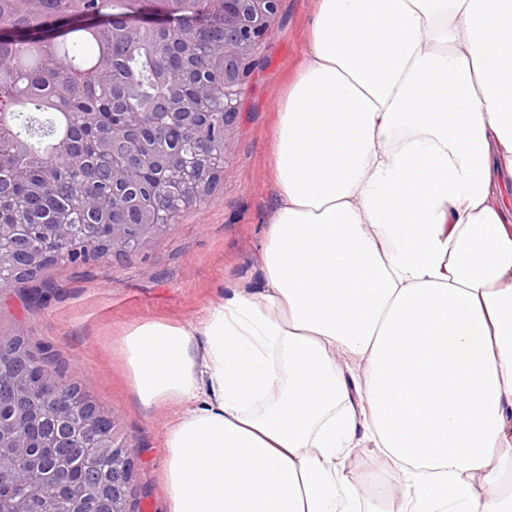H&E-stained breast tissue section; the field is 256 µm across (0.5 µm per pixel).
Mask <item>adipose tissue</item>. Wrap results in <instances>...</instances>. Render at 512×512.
<instances>
[{
	"instance_id": "adipose-tissue-1",
	"label": "adipose tissue",
	"mask_w": 512,
	"mask_h": 512,
	"mask_svg": "<svg viewBox=\"0 0 512 512\" xmlns=\"http://www.w3.org/2000/svg\"><path fill=\"white\" fill-rule=\"evenodd\" d=\"M271 139L262 287L122 341L168 512H512V0H316ZM345 474L368 497L376 482L383 476L380 465L371 457L367 448H357L345 464Z\"/></svg>"
}]
</instances>
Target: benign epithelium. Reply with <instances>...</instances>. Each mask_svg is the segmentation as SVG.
Returning <instances> with one entry per match:
<instances>
[{"mask_svg": "<svg viewBox=\"0 0 512 512\" xmlns=\"http://www.w3.org/2000/svg\"><path fill=\"white\" fill-rule=\"evenodd\" d=\"M160 5L165 23L142 24L146 2ZM12 14L22 17L44 0H0ZM280 0H124L122 11L112 14V39L138 42L149 32L174 53L190 58L208 49L219 63L224 84L202 76L183 85L164 79L169 94L154 112H122L112 122V142L99 139L103 153L112 152V221H99L97 238H78L67 218L56 215L44 225L50 247L26 251L28 272L73 253H94L102 260L111 255L135 253L153 235L162 232L174 211L167 188L183 177L179 156L184 133L197 159L196 173L184 205L201 200L211 178V157L217 147L230 150L227 127L238 108L235 94L242 88L260 40L267 34ZM123 69L102 60L100 78L112 80V93L125 88ZM224 97V111L215 103ZM99 112H84L79 127L97 132ZM39 175L40 185L58 181L63 169L78 170L86 158L69 139L61 142ZM106 416L90 388L64 381L52 364L34 355L20 336H0V464L14 457L27 459L28 467L16 473L8 496L23 494L39 485L52 500V512H135L132 507L134 448L109 430ZM64 432L65 447L81 453L89 471L86 483L64 493L71 471V454L53 456L45 465L40 448H53Z\"/></svg>", "mask_w": 512, "mask_h": 512, "instance_id": "obj_1", "label": "benign epithelium"}]
</instances>
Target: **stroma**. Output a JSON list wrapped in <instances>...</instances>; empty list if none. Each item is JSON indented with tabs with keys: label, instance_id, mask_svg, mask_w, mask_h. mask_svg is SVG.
<instances>
[{
	"label": "stroma",
	"instance_id": "35a3bbf8",
	"mask_svg": "<svg viewBox=\"0 0 512 512\" xmlns=\"http://www.w3.org/2000/svg\"><path fill=\"white\" fill-rule=\"evenodd\" d=\"M313 5L281 0L243 83L228 128L231 149L201 202L180 208L132 255L86 267L59 260L44 271L50 288L38 302H24L16 288L0 289V336L20 332L58 353L67 363L64 380L91 387L132 443L135 512H167L164 432L181 407L139 402L122 339L146 322L194 325L230 288L261 286L258 255L276 205L271 130L305 61Z\"/></svg>",
	"mask_w": 512,
	"mask_h": 512
}]
</instances>
